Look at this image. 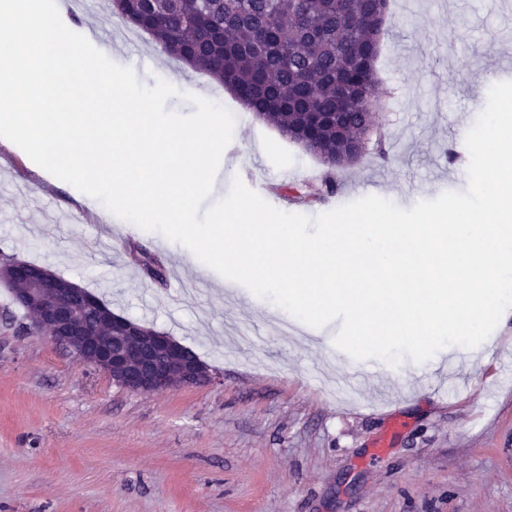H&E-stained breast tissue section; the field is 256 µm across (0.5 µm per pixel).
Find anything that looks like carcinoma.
Instances as JSON below:
<instances>
[{
  "label": "carcinoma",
  "instance_id": "1",
  "mask_svg": "<svg viewBox=\"0 0 512 512\" xmlns=\"http://www.w3.org/2000/svg\"><path fill=\"white\" fill-rule=\"evenodd\" d=\"M109 12L330 168L362 158L345 141L376 121L374 19L390 0H109Z\"/></svg>",
  "mask_w": 512,
  "mask_h": 512
}]
</instances>
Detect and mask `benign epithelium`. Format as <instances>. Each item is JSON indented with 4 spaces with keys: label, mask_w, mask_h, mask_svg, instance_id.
<instances>
[{
    "label": "benign epithelium",
    "mask_w": 512,
    "mask_h": 512,
    "mask_svg": "<svg viewBox=\"0 0 512 512\" xmlns=\"http://www.w3.org/2000/svg\"><path fill=\"white\" fill-rule=\"evenodd\" d=\"M29 272L30 267L22 261H0L1 280L26 277ZM65 299L83 305L90 302L91 297L75 284L57 279L46 268L36 275L31 287L17 290L14 294L18 308L35 314V319L29 324L33 333L44 335L65 347L75 357L107 374L126 389L154 393L210 380L195 364L179 359L181 345L163 333L143 340L148 351L138 364L129 359L124 347L113 344H103L92 357H86L85 348L97 339V334L79 311L63 304Z\"/></svg>",
    "instance_id": "7a95c632"
}]
</instances>
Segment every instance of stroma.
<instances>
[{
    "label": "stroma",
    "instance_id": "obj_1",
    "mask_svg": "<svg viewBox=\"0 0 512 512\" xmlns=\"http://www.w3.org/2000/svg\"><path fill=\"white\" fill-rule=\"evenodd\" d=\"M59 2L142 84L174 86L167 109L188 115L185 94H219L241 113L213 203L245 168L265 201L308 216L368 195L408 209L465 191L448 150L464 145L490 87L512 81L502 0H391L367 156L336 172L337 194L307 201L306 182L278 175L322 170L318 159L149 35L105 25L107 8ZM76 205L0 142V259L50 268L167 333L211 379L152 394L120 387L20 331L23 312L0 286V512H512V320L435 365L359 360L334 344L340 321L283 320L160 233L93 208L65 221Z\"/></svg>",
    "mask_w": 512,
    "mask_h": 512
}]
</instances>
